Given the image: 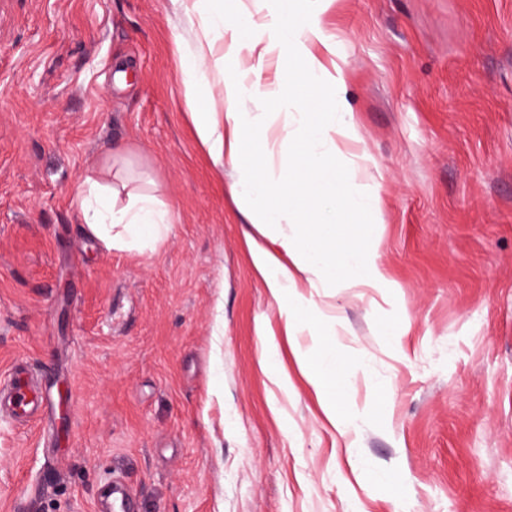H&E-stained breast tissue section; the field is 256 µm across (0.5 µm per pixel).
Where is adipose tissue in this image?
I'll use <instances>...</instances> for the list:
<instances>
[{
	"label": "adipose tissue",
	"instance_id": "ef3b65f1",
	"mask_svg": "<svg viewBox=\"0 0 512 512\" xmlns=\"http://www.w3.org/2000/svg\"><path fill=\"white\" fill-rule=\"evenodd\" d=\"M210 11L201 37L186 57L181 78L191 111L196 140L215 168L231 166L236 179L230 192L255 227L252 254L270 296L277 302L288 336L316 327L320 309L311 290L317 284L373 288L389 294L392 283L376 251L363 241L376 237L368 216L377 200L356 203L345 189L333 153H321L320 143L353 139L345 119L344 64H324L317 51L327 37L319 13L303 10L298 0H274L270 22H258L253 0H209ZM273 58L284 70L286 83L312 91L332 89L322 111L299 112L298 127L289 138L296 150L287 167L272 162L269 139L272 115L252 111V104L272 92L262 85L258 62ZM219 95H212V84ZM127 154L107 157L77 188L75 201L83 231L106 250H154L167 236L173 216L153 193L130 178ZM335 202L356 205L359 216L344 234L324 210ZM356 263L348 274V263ZM304 361L306 376L328 418L336 416V398L344 389L342 369L335 360Z\"/></svg>",
	"mask_w": 512,
	"mask_h": 512
}]
</instances>
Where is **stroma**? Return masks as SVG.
<instances>
[{"label":"stroma","instance_id":"35a3bbf8","mask_svg":"<svg viewBox=\"0 0 512 512\" xmlns=\"http://www.w3.org/2000/svg\"><path fill=\"white\" fill-rule=\"evenodd\" d=\"M207 9L0 0V378L30 367L49 406L0 414V512H106L115 480L138 512H512V0L323 6L358 138L336 164L367 167L395 287L312 291L343 427L196 144L181 56ZM117 146L175 214L156 251L82 230L75 189ZM295 357L299 361H304L306 367V376L309 383L315 389V392L321 402V405L334 425H344L342 418L336 419V398L344 390V378L341 366L336 363L335 357L329 359L331 353L329 348L322 349V358L318 362H313L309 355L300 350L294 349Z\"/></svg>","mask_w":512,"mask_h":512}]
</instances>
